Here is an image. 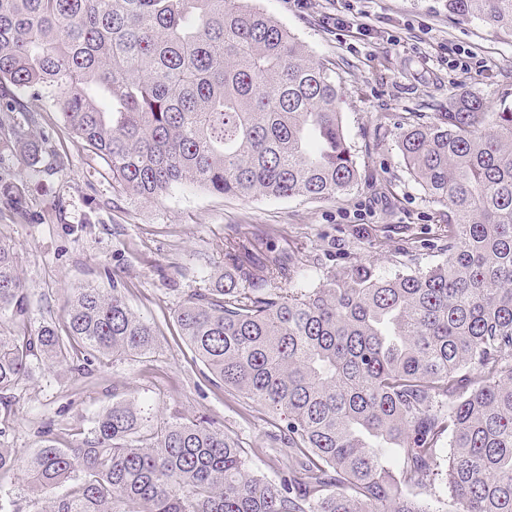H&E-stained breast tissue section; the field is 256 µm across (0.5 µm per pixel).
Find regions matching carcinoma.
I'll return each mask as SVG.
<instances>
[{"label":"carcinoma","instance_id":"1","mask_svg":"<svg viewBox=\"0 0 512 512\" xmlns=\"http://www.w3.org/2000/svg\"><path fill=\"white\" fill-rule=\"evenodd\" d=\"M448 16L512 34V0H446ZM137 203L179 185L238 197L337 199L361 181L340 92L251 0H0V140L35 168L48 141L11 124L23 96ZM406 168L448 209L445 258L390 276L354 260L265 290L276 268L198 288L180 336L227 391L287 419L275 484L204 416L153 422L112 389L76 446L41 431L25 462L41 512H512V107L472 92L398 137ZM27 183L5 191L26 217ZM254 280L240 288L241 280ZM14 247L0 241V405L33 361L85 372L134 361L156 328L123 289L73 290L31 324ZM66 487L57 495L54 490Z\"/></svg>","mask_w":512,"mask_h":512}]
</instances>
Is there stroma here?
I'll return each instance as SVG.
<instances>
[{
    "instance_id": "stroma-1",
    "label": "stroma",
    "mask_w": 512,
    "mask_h": 512,
    "mask_svg": "<svg viewBox=\"0 0 512 512\" xmlns=\"http://www.w3.org/2000/svg\"><path fill=\"white\" fill-rule=\"evenodd\" d=\"M286 26L340 87L344 125L355 149L361 183L338 199L240 198L183 185L154 203L130 202L105 164L73 142L57 113L34 124L62 154L63 168L33 178L29 219L0 202V239L13 245L28 288L31 319L60 318L73 289L111 290L118 274L132 308L153 322L154 349L135 361L94 364L85 373L46 365L24 377L0 410L7 431L0 446L26 458L39 431L65 423L62 445L79 444L90 420L112 402L113 389L137 400L151 416L205 415L251 453L252 465L279 481L287 447L272 437L283 417L246 407L214 384L178 335L175 312L193 290L230 273L228 241L253 242V268L275 261L310 267L311 282L344 255L394 274L407 254L418 267L441 261L435 246L444 206L429 202L408 173L397 136L409 113L447 111L455 93L479 95L491 110L512 105V35L473 20L449 18L445 0H357L359 16L347 35L336 33V0H256ZM480 62L448 66L449 49ZM23 469L0 479V512H40Z\"/></svg>"
}]
</instances>
